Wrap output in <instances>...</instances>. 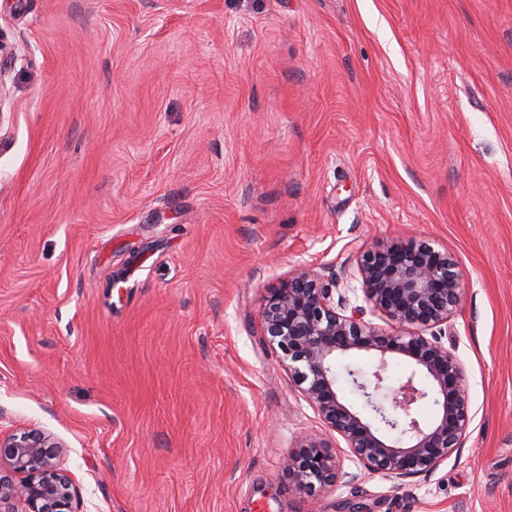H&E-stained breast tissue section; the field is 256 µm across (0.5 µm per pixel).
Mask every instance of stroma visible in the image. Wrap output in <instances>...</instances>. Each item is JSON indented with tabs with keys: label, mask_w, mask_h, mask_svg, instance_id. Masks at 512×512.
<instances>
[{
	"label": "stroma",
	"mask_w": 512,
	"mask_h": 512,
	"mask_svg": "<svg viewBox=\"0 0 512 512\" xmlns=\"http://www.w3.org/2000/svg\"><path fill=\"white\" fill-rule=\"evenodd\" d=\"M0 424L76 512H512V0H0ZM391 238L448 249L474 419L397 484L260 334L269 288ZM285 463L288 479L300 491L315 492L336 483L337 459L329 441L318 435H306Z\"/></svg>",
	"instance_id": "stroma-1"
}]
</instances>
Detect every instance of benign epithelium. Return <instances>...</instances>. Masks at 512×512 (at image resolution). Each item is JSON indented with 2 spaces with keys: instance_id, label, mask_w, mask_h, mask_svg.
<instances>
[{
  "instance_id": "benign-epithelium-1",
  "label": "benign epithelium",
  "mask_w": 512,
  "mask_h": 512,
  "mask_svg": "<svg viewBox=\"0 0 512 512\" xmlns=\"http://www.w3.org/2000/svg\"><path fill=\"white\" fill-rule=\"evenodd\" d=\"M355 266L365 302L386 326L349 307L335 276L303 266L268 290L262 336L329 433L368 472L399 482L427 476L463 448L473 420L464 367L442 342L466 284L456 257L428 241L373 244ZM354 351L376 361L369 377L352 372L351 384L364 398L359 410L344 401L336 377V360ZM392 358L407 361L411 372L382 403L376 394ZM427 399L438 412L423 425L415 410ZM65 452L39 428L0 434V512H76L74 482L60 464ZM285 473L301 491L323 490L336 483V453L327 439L306 435Z\"/></svg>"
}]
</instances>
